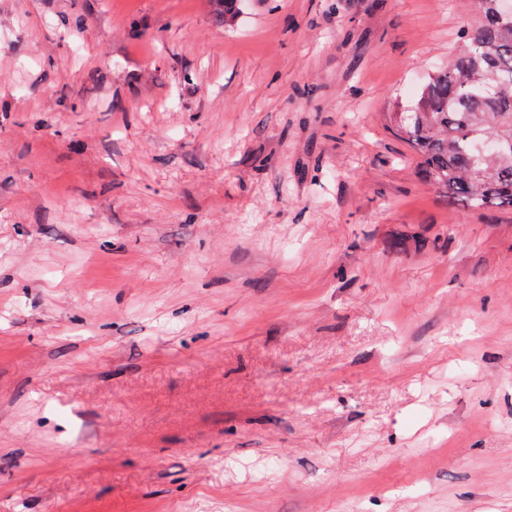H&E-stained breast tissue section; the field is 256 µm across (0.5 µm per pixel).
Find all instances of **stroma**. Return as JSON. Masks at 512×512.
Returning a JSON list of instances; mask_svg holds the SVG:
<instances>
[{
  "label": "stroma",
  "mask_w": 512,
  "mask_h": 512,
  "mask_svg": "<svg viewBox=\"0 0 512 512\" xmlns=\"http://www.w3.org/2000/svg\"><path fill=\"white\" fill-rule=\"evenodd\" d=\"M474 0H0V512H512V208L389 114Z\"/></svg>",
  "instance_id": "35a3bbf8"
}]
</instances>
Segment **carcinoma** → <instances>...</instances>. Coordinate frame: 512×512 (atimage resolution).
<instances>
[{
	"mask_svg": "<svg viewBox=\"0 0 512 512\" xmlns=\"http://www.w3.org/2000/svg\"><path fill=\"white\" fill-rule=\"evenodd\" d=\"M231 19L241 0H212ZM477 24L448 64L428 75L413 107L390 113L419 157L421 177L472 209L512 207V17L475 0Z\"/></svg>",
	"mask_w": 512,
	"mask_h": 512,
	"instance_id": "cac0c4a2",
	"label": "carcinoma"
}]
</instances>
